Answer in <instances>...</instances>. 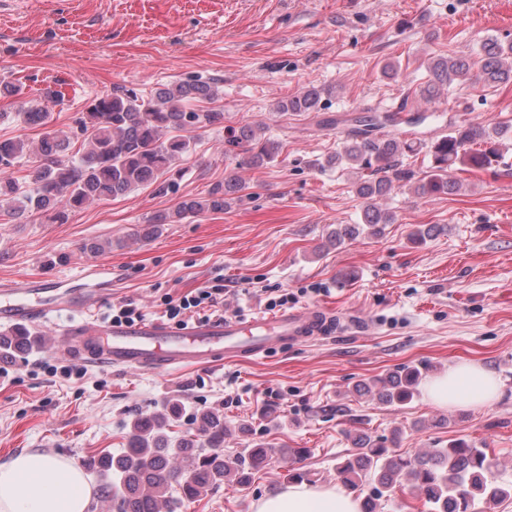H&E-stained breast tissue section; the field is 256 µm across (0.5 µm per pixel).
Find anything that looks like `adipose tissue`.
I'll return each instance as SVG.
<instances>
[{"label":"adipose tissue","mask_w":512,"mask_h":512,"mask_svg":"<svg viewBox=\"0 0 512 512\" xmlns=\"http://www.w3.org/2000/svg\"><path fill=\"white\" fill-rule=\"evenodd\" d=\"M500 383L487 368L460 362L425 385L440 407L481 408L497 397ZM92 488L70 462L40 452L0 463V512H87ZM361 502L340 484H291L254 503L252 512H360Z\"/></svg>","instance_id":"1"}]
</instances>
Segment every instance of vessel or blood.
Returning <instances> with one entry per match:
<instances>
[{"mask_svg": "<svg viewBox=\"0 0 512 512\" xmlns=\"http://www.w3.org/2000/svg\"><path fill=\"white\" fill-rule=\"evenodd\" d=\"M111 296L108 265L55 280L1 282L0 323L19 329L54 325L72 341V356L85 364L151 373L259 356L291 341L335 335L342 328L340 318L325 310L255 313L184 327L152 319L113 323L97 315Z\"/></svg>", "mask_w": 512, "mask_h": 512, "instance_id": "1", "label": "vessel or blood"}]
</instances>
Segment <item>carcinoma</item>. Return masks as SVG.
<instances>
[{"instance_id": "obj_1", "label": "carcinoma", "mask_w": 512, "mask_h": 512, "mask_svg": "<svg viewBox=\"0 0 512 512\" xmlns=\"http://www.w3.org/2000/svg\"><path fill=\"white\" fill-rule=\"evenodd\" d=\"M430 79L417 95L430 101L444 95L456 81L472 80L487 86L512 85V42L494 37L480 45V58L433 56L428 64ZM221 95L217 82L202 77L173 81L144 98L133 91L114 92L94 98L79 121L84 135L80 155L69 154L72 136L48 127L49 112L27 107L17 116L43 128L40 144L25 138L0 140V211L13 221L34 213L54 214L64 221L68 213L91 203L123 196L138 186L159 184L191 147L187 133L224 123V113L214 108L194 109L195 103H215ZM333 89L309 87L278 102L277 112H321L328 108ZM512 135V124L491 128L460 121L444 114L421 111L408 118L399 112H373L356 117L342 131L339 149L326 159L329 166L342 167L357 175L356 193L365 200L363 222L338 224L327 236L340 247L367 233L377 237L395 222L393 212L377 205L392 189V180L403 183L417 198L459 190L449 178L457 167L482 171L496 168L512 176V165L504 162L501 142ZM228 145L243 147L245 164L261 167L275 161L280 144L265 135L260 126L241 125L228 129ZM425 153L430 157L426 175L415 178L401 167V157ZM34 165L24 181L13 177L25 157ZM248 185L235 174L224 178V188L208 195L180 201L174 210L155 216L150 236L162 224H171L204 211L222 212L232 202L247 196ZM26 333L0 335V354L11 357L29 349ZM422 378L417 368L390 372L357 385V391L379 403L401 408L410 401ZM157 411L131 419L128 448L94 465L99 475H112L118 482H104L102 497L119 498V512H162L172 486L181 498L190 500L217 482L233 478L249 482V471L272 463L274 450L259 444L234 458L219 451L228 426L224 416L202 413L198 430L205 437L206 452L194 437L176 440L169 435V414ZM353 453L337 464V478L346 487L367 488L363 512H381L396 490L408 487L430 506V512H486L477 504H496L512 497V482L500 483L496 464L486 450L472 442L452 440L446 448L415 455L398 454L385 442L366 433L352 437Z\"/></svg>"}]
</instances>
